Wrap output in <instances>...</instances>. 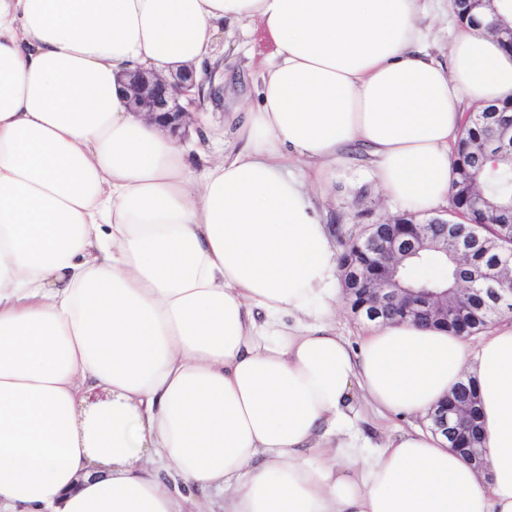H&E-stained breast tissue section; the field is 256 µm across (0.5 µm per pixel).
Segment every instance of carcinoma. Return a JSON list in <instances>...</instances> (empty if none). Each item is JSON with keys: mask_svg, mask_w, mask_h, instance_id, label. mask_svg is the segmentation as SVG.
I'll list each match as a JSON object with an SVG mask.
<instances>
[{"mask_svg": "<svg viewBox=\"0 0 512 512\" xmlns=\"http://www.w3.org/2000/svg\"><path fill=\"white\" fill-rule=\"evenodd\" d=\"M512 126V115L507 112H475L464 127L465 137L457 147V156L466 157V162L456 163V179L448 211L457 213L465 220L454 219L448 225V239L465 238L473 234L474 224H479L482 243L471 248L465 257L467 266L477 268L499 257V249L512 241V216L503 217L482 213L469 207L471 188L475 175L485 168L483 187L491 193L507 194L512 190V165L507 161L497 168L485 161L484 143L500 128ZM339 267L343 268L356 253L353 236L338 234ZM455 267L451 258L442 254H424L419 258L405 260L399 268V276L408 288H444L454 285ZM496 319L495 308L484 307L472 297L464 294L448 295V327L454 334L476 335L487 329ZM451 396L468 398L474 407L472 428H477L479 418L478 397L475 382L468 379L459 382Z\"/></svg>", "mask_w": 512, "mask_h": 512, "instance_id": "obj_1", "label": "carcinoma"}]
</instances>
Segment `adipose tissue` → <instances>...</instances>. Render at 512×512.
I'll return each instance as SVG.
<instances>
[{
  "label": "adipose tissue",
  "mask_w": 512,
  "mask_h": 512,
  "mask_svg": "<svg viewBox=\"0 0 512 512\" xmlns=\"http://www.w3.org/2000/svg\"><path fill=\"white\" fill-rule=\"evenodd\" d=\"M423 0H0V512H512V316L477 351L409 321L329 320L322 207L365 161L385 196L448 205L468 108L512 101L483 26L427 52ZM274 46L228 152L190 154L119 76L200 63L218 26ZM311 169L308 188L294 167ZM475 377L479 471L417 429ZM340 295L343 305L336 310V315L332 319L333 326L336 328V333L344 336L352 345L359 344L363 334L368 330L369 325L367 322L361 321L354 317L349 311L343 298L342 289ZM364 422L361 427L364 434L370 438L373 444H382L388 437L402 430H410L412 427L427 428L422 419H401L399 417H382L370 409H366Z\"/></svg>",
  "instance_id": "1"
}]
</instances>
